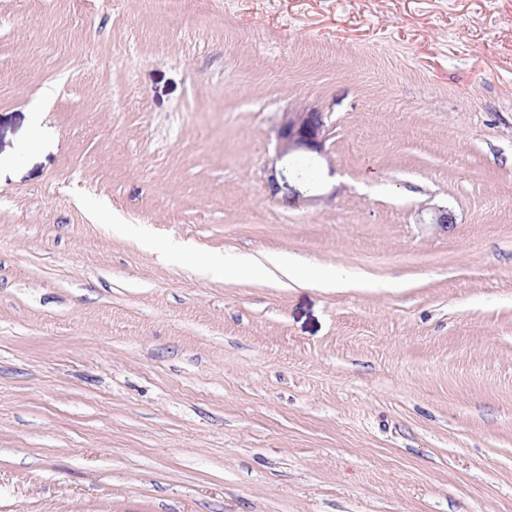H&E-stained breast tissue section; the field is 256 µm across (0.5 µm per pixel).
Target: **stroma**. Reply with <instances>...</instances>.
I'll use <instances>...</instances> for the list:
<instances>
[{"label": "stroma", "instance_id": "stroma-1", "mask_svg": "<svg viewBox=\"0 0 512 512\" xmlns=\"http://www.w3.org/2000/svg\"><path fill=\"white\" fill-rule=\"evenodd\" d=\"M0 512H512V0H0ZM326 134V115L316 110L282 113L276 137L280 156L296 152L321 153Z\"/></svg>", "mask_w": 512, "mask_h": 512}]
</instances>
